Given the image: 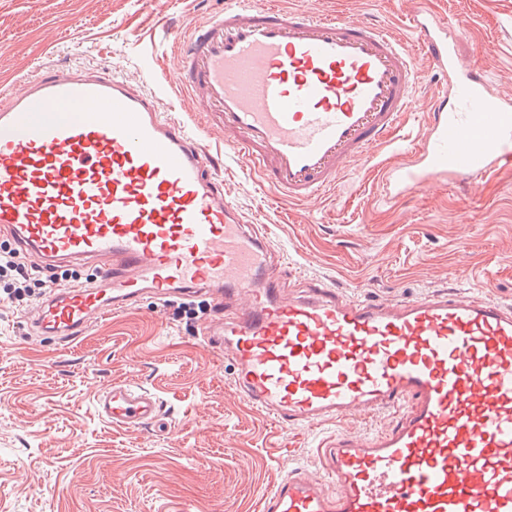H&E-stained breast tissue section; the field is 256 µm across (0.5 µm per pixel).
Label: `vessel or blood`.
<instances>
[{
    "label": "vessel or blood",
    "mask_w": 512,
    "mask_h": 512,
    "mask_svg": "<svg viewBox=\"0 0 512 512\" xmlns=\"http://www.w3.org/2000/svg\"><path fill=\"white\" fill-rule=\"evenodd\" d=\"M411 29L408 41L368 19L230 0L179 47V86L204 100L225 152L290 201L337 190L372 149L395 146L423 64L448 84L385 194L511 170L512 99L483 66L457 67L447 25L419 13ZM71 105L82 113L42 112ZM2 234L43 269L96 271L36 303L37 333L72 341L104 310L204 292L203 341L280 427L397 413L387 430L322 440L323 475L289 471L261 512H512V302L454 290L363 301L323 280L285 295L266 274L279 247L265 225L225 198L194 130L124 76L66 65L0 92ZM97 408L139 429L162 403L116 382Z\"/></svg>",
    "instance_id": "vessel-or-blood-1"
}]
</instances>
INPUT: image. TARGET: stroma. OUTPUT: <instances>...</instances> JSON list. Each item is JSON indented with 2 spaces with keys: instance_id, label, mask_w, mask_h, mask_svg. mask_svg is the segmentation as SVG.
Here are the masks:
<instances>
[{
  "instance_id": "stroma-1",
  "label": "stroma",
  "mask_w": 512,
  "mask_h": 512,
  "mask_svg": "<svg viewBox=\"0 0 512 512\" xmlns=\"http://www.w3.org/2000/svg\"><path fill=\"white\" fill-rule=\"evenodd\" d=\"M277 1L402 33L425 6L454 27L460 64H483L496 90L512 95V0H264ZM226 2L0 0V84L54 64L147 84L209 147L244 219L285 245L288 288L324 279L365 300L453 288L512 301V173L478 184L450 178L385 202L380 172L360 168L335 195L289 204L225 157L223 133L177 90L175 54L189 27ZM178 305L146 296L63 342L33 334L29 297H0V512H258L291 467L319 473L316 439L393 424L389 410L281 428L242 399L231 360L215 358L200 339L203 319L179 317ZM116 381L160 398L156 427L121 429L99 415L96 398Z\"/></svg>"
}]
</instances>
